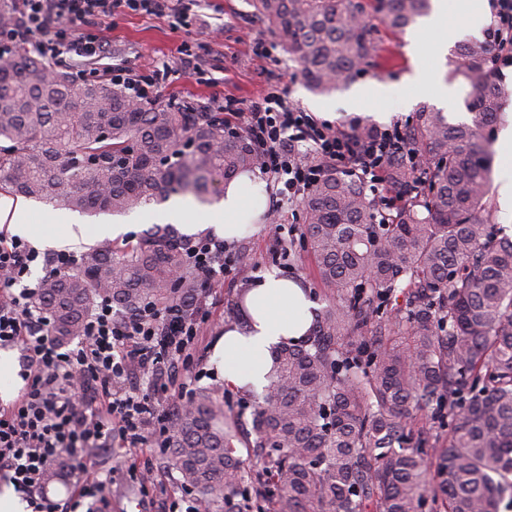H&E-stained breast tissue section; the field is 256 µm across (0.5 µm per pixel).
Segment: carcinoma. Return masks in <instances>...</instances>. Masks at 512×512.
<instances>
[{"mask_svg": "<svg viewBox=\"0 0 512 512\" xmlns=\"http://www.w3.org/2000/svg\"><path fill=\"white\" fill-rule=\"evenodd\" d=\"M284 39L307 86L330 93L381 56L376 20L402 32L431 0H251ZM496 47L458 45L471 120L421 105L405 128L417 163L393 159L398 203L379 212L368 187L316 160L303 235L326 305L307 335L273 356L252 406L250 493L224 400L199 394L166 440L182 486L224 512H499L512 490V237L489 203L494 127L509 92ZM0 189L80 213H126L176 194L210 202L215 184L260 168L221 112L132 100L105 79L81 85L24 49L0 60ZM191 239L152 224L80 255L34 304L66 342L100 295L121 314L183 305L201 284ZM403 303H398V300ZM448 433L438 445L432 430Z\"/></svg>", "mask_w": 512, "mask_h": 512, "instance_id": "1", "label": "carcinoma"}]
</instances>
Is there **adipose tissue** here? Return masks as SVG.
<instances>
[{"label":"adipose tissue","instance_id":"obj_1","mask_svg":"<svg viewBox=\"0 0 512 512\" xmlns=\"http://www.w3.org/2000/svg\"><path fill=\"white\" fill-rule=\"evenodd\" d=\"M247 305V332L225 327L215 354L226 382L250 383L260 390L267 384L273 347L305 335L312 320L311 303L299 284L270 276L251 290Z\"/></svg>","mask_w":512,"mask_h":512}]
</instances>
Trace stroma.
I'll use <instances>...</instances> for the list:
<instances>
[{"instance_id": "1", "label": "stroma", "mask_w": 512, "mask_h": 512, "mask_svg": "<svg viewBox=\"0 0 512 512\" xmlns=\"http://www.w3.org/2000/svg\"><path fill=\"white\" fill-rule=\"evenodd\" d=\"M197 11L201 23L187 34L172 31L167 17L132 13L99 22L97 33L107 44L112 63L142 74L170 57L181 42H188L203 71L174 79L164 96L178 98L180 103L198 112L217 111L229 99L251 102L277 91L289 104L340 128L348 127L355 118L379 127L397 121L403 123L412 118L420 104L434 101L432 95L416 92L407 80L417 65L431 70L436 80L454 87L461 99L469 97V87L461 77L454 75L452 62H437L430 51L431 43L441 36L450 44L459 43V20L453 15L448 18L444 35L430 33L422 37L420 53L415 57L407 50V33L381 32L382 52L377 67L360 76L357 83L341 86L328 95H316L307 88L300 65L289 57L285 47H278L269 57L257 54L256 41L272 39L273 34L267 24L255 16L249 0H199ZM372 82L384 83L387 92L351 104L356 85ZM241 190L252 204L254 215L242 236L231 243L240 256L233 274L225 277L222 287L201 293L211 312V321L194 357L208 375L197 382L195 388L224 398L225 408L236 424V455L243 460L245 468L251 470L256 465L251 412L239 404L243 397L240 389L225 385L214 356V345L225 325L243 321L237 307L242 285H254L271 273L299 280L310 289L317 287L318 280L314 258L305 250H296L289 261L281 264L273 260L277 239H289L290 229L303 225L300 204L284 205L278 215H271L277 187L271 178L260 173L243 182ZM24 205L32 223L45 228L44 238L38 245L43 253L60 249L79 253L98 244L94 231L99 225L133 224L143 230L164 223L166 214L162 205L149 213L138 209L126 214L101 212L95 215L29 199ZM276 223L285 227L278 237L272 229ZM149 454L156 482L144 486L130 478L123 455L86 451L89 468L114 473L109 490L111 512H167L169 499L182 495L178 473L165 464V449L153 448Z\"/></svg>"}]
</instances>
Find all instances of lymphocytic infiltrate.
<instances>
[{
  "mask_svg": "<svg viewBox=\"0 0 512 512\" xmlns=\"http://www.w3.org/2000/svg\"><path fill=\"white\" fill-rule=\"evenodd\" d=\"M169 0H15L17 22L0 25V56L13 46L32 49L50 66L67 65L84 78L97 76V63L107 46L91 33L98 20L118 13L161 15ZM488 39L497 48L496 64L512 66V0H494ZM187 44L176 49L175 62H163L151 73L133 76L113 70L110 80L136 99L159 95L171 76L194 73ZM224 117L232 131L245 133L261 154L260 170L279 183V201L296 202L320 176V162L369 183L382 193L385 205L395 203L386 179L387 161L411 159L403 126L377 130L366 141L328 121L286 104L275 92L245 104L227 101ZM187 260L204 288L210 289L232 271L233 256L222 242H193ZM46 276L68 274L75 252L48 255L27 240L0 231V346L20 350L25 387L16 400L0 409V471L34 496L36 512H80L84 505L106 512V489L112 475L88 470L80 451L114 448L136 450L166 435L174 414L204 372L192 356L203 338L208 318L205 304L192 311L180 306L148 307L116 315L109 298H101L76 344L57 342L49 317L32 302L34 288L25 285L32 264ZM75 454L81 471L66 505L45 491L43 475L62 451Z\"/></svg>",
  "mask_w": 512,
  "mask_h": 512,
  "instance_id": "lymphocytic-infiltrate-1",
  "label": "lymphocytic infiltrate"
}]
</instances>
